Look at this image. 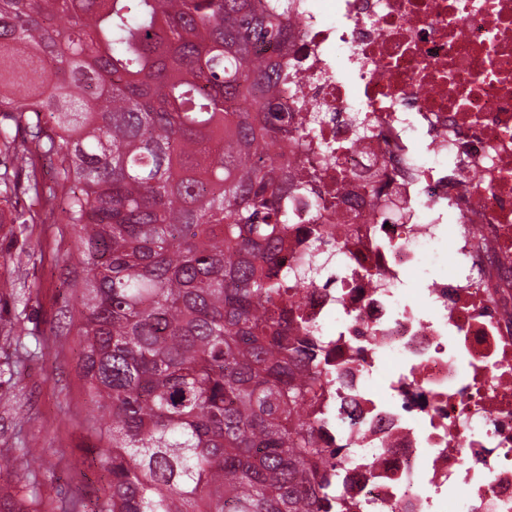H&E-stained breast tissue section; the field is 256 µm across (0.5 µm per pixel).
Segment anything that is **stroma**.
Returning a JSON list of instances; mask_svg holds the SVG:
<instances>
[{"label":"stroma","mask_w":512,"mask_h":512,"mask_svg":"<svg viewBox=\"0 0 512 512\" xmlns=\"http://www.w3.org/2000/svg\"><path fill=\"white\" fill-rule=\"evenodd\" d=\"M76 259L66 225L0 224V499L19 498L25 486L56 488L53 500H28V512H68L105 483L95 464L80 461L89 406L69 323L79 306L70 286ZM32 443L43 450L35 468L22 456Z\"/></svg>","instance_id":"obj_1"}]
</instances>
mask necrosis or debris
Returning <instances> with one entry per match:
<instances>
[{
    "mask_svg": "<svg viewBox=\"0 0 512 512\" xmlns=\"http://www.w3.org/2000/svg\"><path fill=\"white\" fill-rule=\"evenodd\" d=\"M286 26L299 130L273 152L316 188L289 247L352 228L301 303L353 369L360 431L321 432L349 510L512 512V0H294ZM442 242L454 275L408 289Z\"/></svg>",
    "mask_w": 512,
    "mask_h": 512,
    "instance_id": "1",
    "label": "necrosis or debris"
}]
</instances>
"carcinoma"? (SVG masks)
Listing matches in <instances>:
<instances>
[{
	"instance_id": "carcinoma-1",
	"label": "carcinoma",
	"mask_w": 512,
	"mask_h": 512,
	"mask_svg": "<svg viewBox=\"0 0 512 512\" xmlns=\"http://www.w3.org/2000/svg\"><path fill=\"white\" fill-rule=\"evenodd\" d=\"M292 0H0V224L20 198L75 235L78 376L106 482L72 512H345L324 420L350 431L288 257ZM57 162L52 185L40 161Z\"/></svg>"
}]
</instances>
